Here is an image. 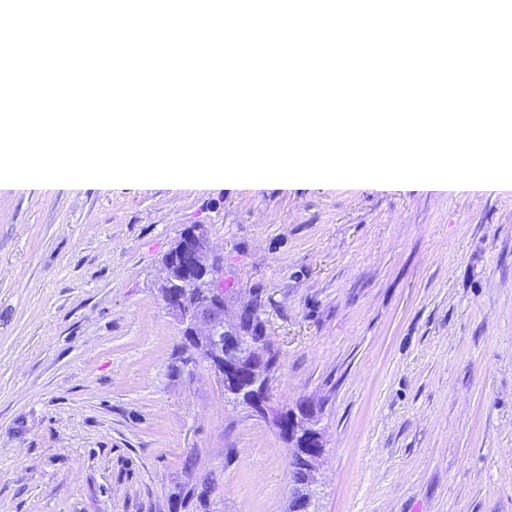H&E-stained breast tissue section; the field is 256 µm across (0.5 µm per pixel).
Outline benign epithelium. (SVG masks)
I'll use <instances>...</instances> for the list:
<instances>
[{"label":"benign epithelium","instance_id":"7a95c632","mask_svg":"<svg viewBox=\"0 0 512 512\" xmlns=\"http://www.w3.org/2000/svg\"><path fill=\"white\" fill-rule=\"evenodd\" d=\"M217 272L207 227H190L165 258L162 301L180 319L186 340L203 351L224 385V394L237 397L248 391L251 384L261 381L264 359L239 328L227 324L224 281L216 278ZM275 421L279 432L288 437L291 455L305 463L304 482L292 483L291 505L308 504L316 465L325 450L316 415L304 401L299 413L286 421L278 417Z\"/></svg>","mask_w":512,"mask_h":512}]
</instances>
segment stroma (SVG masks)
<instances>
[{"instance_id":"1","label":"stroma","mask_w":512,"mask_h":512,"mask_svg":"<svg viewBox=\"0 0 512 512\" xmlns=\"http://www.w3.org/2000/svg\"><path fill=\"white\" fill-rule=\"evenodd\" d=\"M205 224L318 512H512V186L0 184V512H288L289 449L163 306ZM280 433L288 437L291 455L305 463V479L302 484L292 482L291 506L299 503L309 504L311 496L309 488L315 483L316 465L322 457L325 444L317 426L316 415L308 402L302 401L301 411L288 418V422L275 418Z\"/></svg>"}]
</instances>
